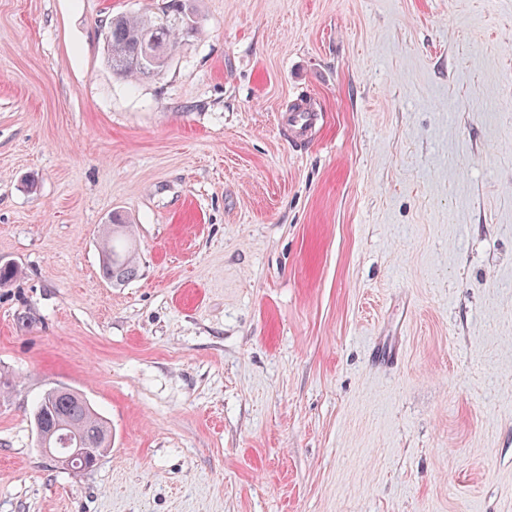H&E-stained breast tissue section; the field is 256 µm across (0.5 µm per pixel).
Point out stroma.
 Segmentation results:
<instances>
[{
  "mask_svg": "<svg viewBox=\"0 0 512 512\" xmlns=\"http://www.w3.org/2000/svg\"><path fill=\"white\" fill-rule=\"evenodd\" d=\"M161 6L0 0V512H512V0H195L115 75ZM59 386L92 469L38 447ZM191 0H169L156 16H113L107 28L108 63L113 73L139 79L161 71L172 51L198 33ZM288 120L290 122L291 132L296 142H302L307 138L318 121V115L314 112H291ZM105 236L102 243V276L112 285L120 286L136 274L134 252L123 240L128 239L126 217L115 211L105 225ZM61 388H52L46 393V397ZM43 397L40 400L35 414L41 406V421L44 429L55 430L59 426H65L56 431V434H72L73 439H84L89 443L87 448H65L60 443L56 448H51L50 441L44 436L42 425L34 419L38 435L39 446L45 457L53 462L54 466L63 470H76L74 466L79 460L88 459L91 464L96 463L106 448H110L112 432L106 420L103 419L83 396L75 391L60 392L51 398ZM42 404V405H41ZM39 413L36 414V418Z\"/></svg>",
  "mask_w": 512,
  "mask_h": 512,
  "instance_id": "obj_1",
  "label": "stroma"
}]
</instances>
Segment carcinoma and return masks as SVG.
<instances>
[{
    "mask_svg": "<svg viewBox=\"0 0 512 512\" xmlns=\"http://www.w3.org/2000/svg\"><path fill=\"white\" fill-rule=\"evenodd\" d=\"M198 33L197 14L189 0H168L160 14L112 17L107 28V55L112 72L139 79L161 71L172 51L181 42ZM128 239L126 217L115 211L109 218L102 243V276L120 286L136 274L134 252ZM41 421L44 429L57 430L84 439L92 448H108L112 432L83 396L75 391L60 392L41 398Z\"/></svg>",
    "mask_w": 512,
    "mask_h": 512,
    "instance_id": "obj_1",
    "label": "carcinoma"
}]
</instances>
